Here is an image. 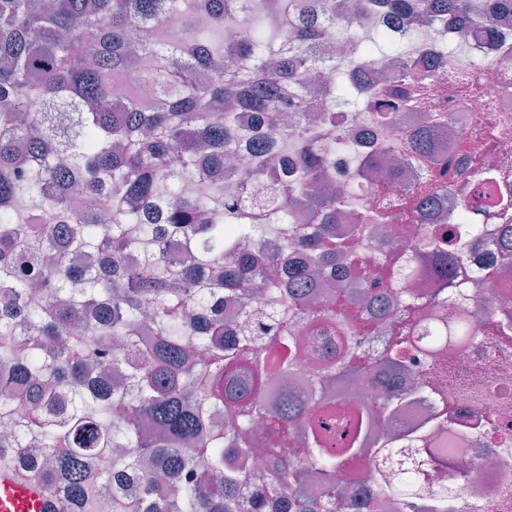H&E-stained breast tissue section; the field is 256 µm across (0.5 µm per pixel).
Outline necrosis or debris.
Returning a JSON list of instances; mask_svg holds the SVG:
<instances>
[{
    "instance_id": "obj_1",
    "label": "necrosis or debris",
    "mask_w": 512,
    "mask_h": 512,
    "mask_svg": "<svg viewBox=\"0 0 512 512\" xmlns=\"http://www.w3.org/2000/svg\"><path fill=\"white\" fill-rule=\"evenodd\" d=\"M446 37L462 42L464 58L421 74L391 122L376 124L366 112L343 121L344 132L356 142L359 153L386 145L391 156L401 161L395 176L371 181L360 193L345 194L339 205L342 217L336 234L357 264L353 288L385 282L384 255L364 247L382 235L395 241V253L403 263L424 267L421 253L428 230L409 218L414 184L444 177L456 180V164L461 160L475 174L487 169L512 173V56L472 27L463 33L449 25ZM429 124H444L456 131L455 136L444 137L438 148L448 158L447 171L407 149V130ZM359 215H377L381 221L357 229L353 219ZM509 224L512 209L485 225L479 242L466 248L470 267L498 258ZM505 295L512 297V277H500L476 289L461 287L455 293L456 302L478 314L479 340L453 352L451 367L459 382L448 390L452 416L445 431L429 437V449L421 455L419 512H433L435 494L452 486L462 490L454 504L456 512H470L474 502L482 505L483 512H512V341L500 336L496 323L487 319ZM437 410L433 400L413 395L401 404L389 430L395 436L424 431ZM447 447L453 448V455L439 462L434 449ZM363 470V461L351 460L339 474V483L354 494L348 512H404L396 501L363 487Z\"/></svg>"
}]
</instances>
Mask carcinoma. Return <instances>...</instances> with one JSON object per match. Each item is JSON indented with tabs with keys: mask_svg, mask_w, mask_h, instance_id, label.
<instances>
[{
	"mask_svg": "<svg viewBox=\"0 0 512 512\" xmlns=\"http://www.w3.org/2000/svg\"><path fill=\"white\" fill-rule=\"evenodd\" d=\"M176 12L224 31L238 17L249 34L232 47L182 29L163 37ZM386 12L432 29L458 17L484 24L512 14V0H352L360 18ZM336 25L334 0H0V448H26L45 488L62 492L64 512H93L98 484L137 493L106 501L110 512H237L242 491L263 504L288 490L286 512H345L336 486L342 462L362 458L368 484L412 508L420 488L394 466L387 433L410 389L383 392L379 410L356 414L325 397L309 403L285 388L300 355L320 360L318 380L365 383L433 361L445 398L451 372L438 362L444 342L474 337L465 309L437 317L430 342L414 339L398 293L364 291L363 329L400 311L378 352L364 349L347 322L346 261L336 237L339 194L329 161L297 122L293 152L239 127L237 112L260 124L308 111L323 95L321 123L336 131L337 100L375 94L356 82L358 65L323 47ZM364 58L404 57L397 81L421 63L385 27L353 28ZM140 81L130 87L131 69ZM399 102L380 97L385 124ZM412 151L432 152L431 134L411 131ZM386 148L353 176L380 168ZM271 172L251 180V164ZM238 190L224 194V179ZM500 175L476 180L469 199L488 220L512 202L495 197ZM446 187L424 194L414 221L429 225L434 277L457 280L466 267L462 237L478 224L445 222ZM314 208L307 231L287 222L282 202ZM53 222L34 223L45 203ZM184 248L192 261L166 253ZM143 259L126 263L132 249ZM89 254L98 262H72ZM260 285L257 290L254 285ZM269 304L254 305V294ZM243 298L238 320L224 321V296ZM225 409L224 426L212 413ZM271 466L249 473L257 445ZM116 449L112 472L94 470Z\"/></svg>",
	"mask_w": 512,
	"mask_h": 512,
	"instance_id": "cac0c4a2",
	"label": "carcinoma"
}]
</instances>
